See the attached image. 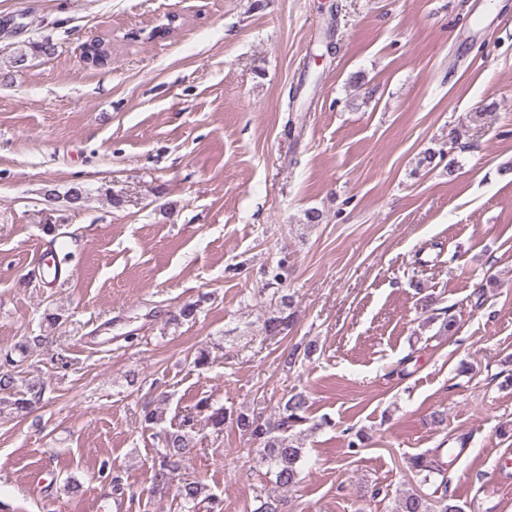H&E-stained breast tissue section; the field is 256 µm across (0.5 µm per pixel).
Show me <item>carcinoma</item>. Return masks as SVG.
I'll use <instances>...</instances> for the list:
<instances>
[{"label":"carcinoma","mask_w":512,"mask_h":512,"mask_svg":"<svg viewBox=\"0 0 512 512\" xmlns=\"http://www.w3.org/2000/svg\"><path fill=\"white\" fill-rule=\"evenodd\" d=\"M53 45L48 42H32L29 52H19L13 57V64L23 65L28 54L51 55ZM268 277L267 286L273 288V310L264 322V329L270 335H279L292 324L294 300L288 294L278 295L277 286L284 283L288 276V265L278 261L266 271ZM430 322H440L438 334L446 335L457 329V321L448 315V310L441 309L429 317ZM318 350L316 342L311 341L304 347L293 348L287 356V363L296 364L301 359H308ZM43 397V387L28 384L20 389L17 386L13 373L5 371L0 373V409L9 408L18 412H25L33 405L40 402ZM197 407L209 412L208 420L212 428L220 433L224 431V422L230 417H235L237 428L261 445L257 449L260 463L266 465L275 475V483L281 487L295 486L300 480L301 462L304 458V448L294 434V429L307 423L306 416L308 405L306 396L301 392H295L284 396L279 401V420L270 424L261 417L245 412L234 413L223 407H214L208 398L198 401ZM193 425L186 420L177 431L164 433V446L160 453L158 466L154 469L153 482L156 487L168 486L173 473L183 467L187 455L194 449L192 445L191 431ZM448 462L443 460V450L438 448L432 455H422L413 461V468L422 475V482L428 483L432 479L439 480V485H447L445 472ZM177 498L181 508L185 512H196V508L206 501L210 503L209 512H215L222 508L221 501L206 493V485L200 480L186 479L178 488ZM395 512H462L461 507L448 497V491H443L440 496L432 498L418 491L407 492L396 501Z\"/></svg>","instance_id":"carcinoma-1"}]
</instances>
